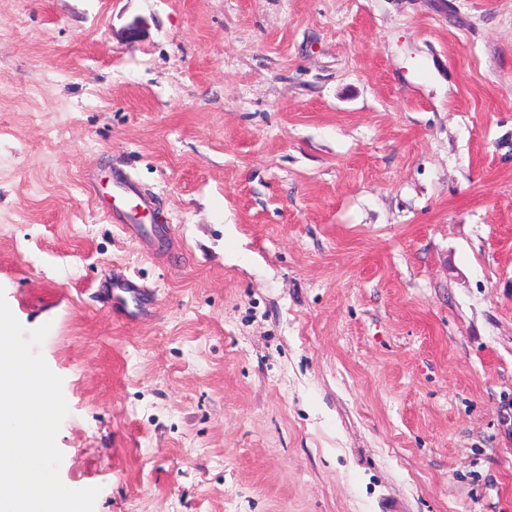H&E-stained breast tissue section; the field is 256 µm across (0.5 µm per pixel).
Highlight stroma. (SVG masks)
<instances>
[{
  "label": "stroma",
  "instance_id": "obj_1",
  "mask_svg": "<svg viewBox=\"0 0 512 512\" xmlns=\"http://www.w3.org/2000/svg\"><path fill=\"white\" fill-rule=\"evenodd\" d=\"M0 291L99 512H512V0H0ZM112 185L121 192L118 193L117 196L112 195L113 203L108 217L112 216V220H119L121 223L118 225L123 231L127 233L129 237L142 243L153 255L157 257L163 255L168 262L172 261L175 258L173 252H168L166 249L160 250L158 244L160 232L158 229L155 230L156 234L154 236H148L146 227L142 224L131 222L135 210L142 209L155 212V208L153 207L154 203L149 198L138 194L133 189L132 179L124 171H115L112 173ZM131 195L134 196L137 201L127 209L126 205L132 200ZM156 239L158 243H156ZM102 284L103 301L112 312L132 322L143 321L150 316V303L129 278L104 275Z\"/></svg>",
  "mask_w": 512,
  "mask_h": 512
}]
</instances>
